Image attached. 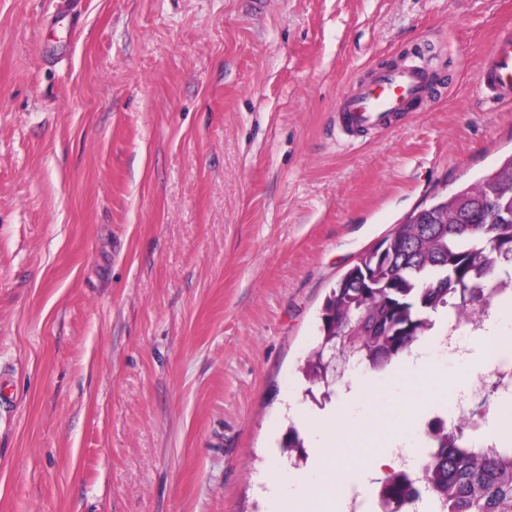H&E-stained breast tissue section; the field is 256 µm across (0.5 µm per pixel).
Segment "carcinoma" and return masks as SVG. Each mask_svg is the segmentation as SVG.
I'll return each mask as SVG.
<instances>
[{
    "label": "carcinoma",
    "instance_id": "carcinoma-1",
    "mask_svg": "<svg viewBox=\"0 0 512 512\" xmlns=\"http://www.w3.org/2000/svg\"><path fill=\"white\" fill-rule=\"evenodd\" d=\"M485 199L512 208V155L476 183L420 205L440 223L417 224L409 214L383 239V257L370 249L345 272L325 300L320 339L303 367L310 383L331 388L317 374L328 350L384 371L434 329L431 314L453 310L458 328L488 299L509 294L512 223H496L493 211L481 208ZM470 424L433 427L420 472H393L379 481L384 512H405L407 500L422 491L438 512H512V446L473 445Z\"/></svg>",
    "mask_w": 512,
    "mask_h": 512
}]
</instances>
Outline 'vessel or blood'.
<instances>
[{
    "mask_svg": "<svg viewBox=\"0 0 512 512\" xmlns=\"http://www.w3.org/2000/svg\"><path fill=\"white\" fill-rule=\"evenodd\" d=\"M478 88L494 104L512 102V29L502 30L477 64ZM439 94L430 70L416 64L374 70L336 107V124L355 136L390 128L426 111Z\"/></svg>",
    "mask_w": 512,
    "mask_h": 512,
    "instance_id": "vessel-or-blood-1",
    "label": "vessel or blood"
}]
</instances>
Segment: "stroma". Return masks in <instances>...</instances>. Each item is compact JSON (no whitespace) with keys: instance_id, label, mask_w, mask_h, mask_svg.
Returning <instances> with one entry per match:
<instances>
[{"instance_id":"obj_1","label":"stroma","mask_w":512,"mask_h":512,"mask_svg":"<svg viewBox=\"0 0 512 512\" xmlns=\"http://www.w3.org/2000/svg\"><path fill=\"white\" fill-rule=\"evenodd\" d=\"M512 0H0V512H274L421 431L512 338L496 300L330 398L301 368L326 297L419 204L512 154L476 63ZM423 60L442 99L349 141L336 103ZM302 455L279 443L288 427Z\"/></svg>"}]
</instances>
